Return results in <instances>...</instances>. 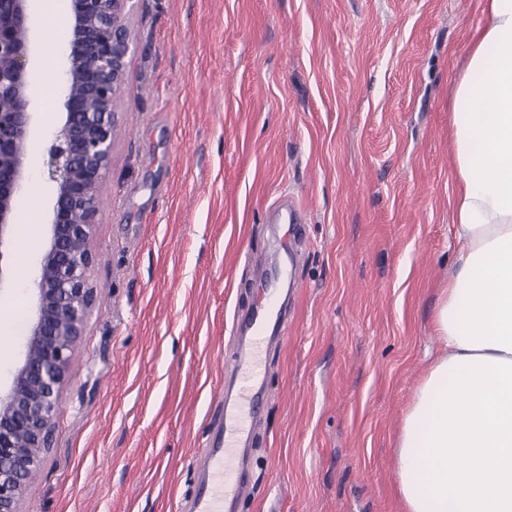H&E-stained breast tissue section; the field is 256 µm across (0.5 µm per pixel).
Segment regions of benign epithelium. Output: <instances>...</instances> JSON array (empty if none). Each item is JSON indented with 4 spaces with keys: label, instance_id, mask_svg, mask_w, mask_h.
Instances as JSON below:
<instances>
[{
    "label": "benign epithelium",
    "instance_id": "obj_1",
    "mask_svg": "<svg viewBox=\"0 0 512 512\" xmlns=\"http://www.w3.org/2000/svg\"><path fill=\"white\" fill-rule=\"evenodd\" d=\"M33 0H0V291L11 282L4 261L17 195L30 178L38 96L31 63ZM131 0H71L63 24L58 103L61 124L44 141L38 173L53 187L47 243L28 287L33 311L22 359L0 392V512L20 504L42 456L75 346L90 309L93 229L117 134L118 103L134 35Z\"/></svg>",
    "mask_w": 512,
    "mask_h": 512
}]
</instances>
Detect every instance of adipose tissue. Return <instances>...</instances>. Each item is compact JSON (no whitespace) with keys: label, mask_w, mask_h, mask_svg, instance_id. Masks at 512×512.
<instances>
[{"label":"adipose tissue","mask_w":512,"mask_h":512,"mask_svg":"<svg viewBox=\"0 0 512 512\" xmlns=\"http://www.w3.org/2000/svg\"><path fill=\"white\" fill-rule=\"evenodd\" d=\"M480 9L453 93L458 254L440 350L397 443L403 512H512V0Z\"/></svg>","instance_id":"adipose-tissue-1"}]
</instances>
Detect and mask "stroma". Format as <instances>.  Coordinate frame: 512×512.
I'll return each instance as SVG.
<instances>
[{
    "mask_svg": "<svg viewBox=\"0 0 512 512\" xmlns=\"http://www.w3.org/2000/svg\"><path fill=\"white\" fill-rule=\"evenodd\" d=\"M134 45L94 227L96 295L23 512H177L235 312L261 296L272 209L300 292L262 355L239 512H402V415L455 259L451 101L479 0H132ZM31 154L62 121L58 29L36 33ZM22 192L0 321L47 239Z\"/></svg>",
    "mask_w": 512,
    "mask_h": 512,
    "instance_id": "35a3bbf8",
    "label": "stroma"
}]
</instances>
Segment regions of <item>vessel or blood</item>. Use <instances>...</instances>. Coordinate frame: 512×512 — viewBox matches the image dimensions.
Masks as SVG:
<instances>
[{
  "label": "vessel or blood",
  "instance_id": "1",
  "mask_svg": "<svg viewBox=\"0 0 512 512\" xmlns=\"http://www.w3.org/2000/svg\"><path fill=\"white\" fill-rule=\"evenodd\" d=\"M272 250L281 262L261 280L267 299L255 304L242 318L241 334L224 359V382L217 390L219 412L207 423L196 459V481L180 505L181 512H236L238 504L250 494L242 469L249 462L251 428L268 395L259 356L280 340V285L291 279L293 271L286 259L287 237L275 236Z\"/></svg>",
  "mask_w": 512,
  "mask_h": 512
}]
</instances>
